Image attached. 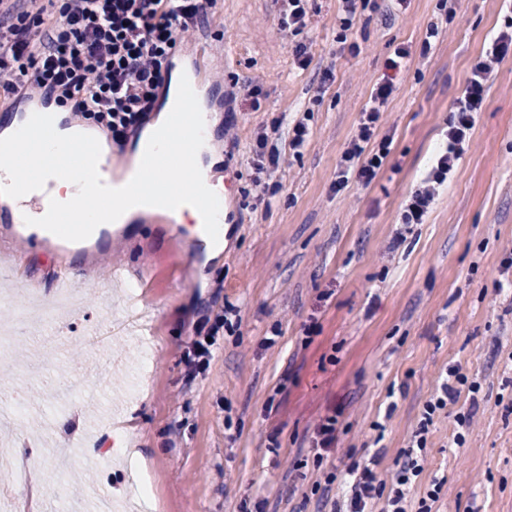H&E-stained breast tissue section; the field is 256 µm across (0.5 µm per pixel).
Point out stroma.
<instances>
[{
    "instance_id": "1",
    "label": "stroma",
    "mask_w": 512,
    "mask_h": 512,
    "mask_svg": "<svg viewBox=\"0 0 512 512\" xmlns=\"http://www.w3.org/2000/svg\"><path fill=\"white\" fill-rule=\"evenodd\" d=\"M338 0H314L305 39L313 61L293 62L276 0H222L209 19L222 34L224 88L235 123L214 129L224 148L213 169L235 206L221 252L190 247L169 224L101 227L59 255L0 231V309L26 303L19 283L42 296L65 270L78 291L39 332L17 325L0 349L7 387L43 391L31 363L53 374L52 397L27 403L20 423L0 424V444L28 446L43 508L98 512L138 498L149 476L154 512H317L312 489L335 466L374 464L392 481L441 373L457 366L480 385L461 390L428 427L427 460L410 487L418 512L433 480L445 493L431 512H512V56L489 82L463 155L424 223L402 230V200L423 177L470 70L512 17V0H376L350 39L336 42ZM440 36L428 53L429 24ZM411 55L384 114L389 161L370 187L335 192L337 164L396 46ZM333 79L322 82L323 70ZM259 108L244 96L253 85ZM324 93H317V86ZM309 114L301 155L282 151L269 203L250 164L257 129ZM141 295L139 324L106 343L88 338L124 317ZM240 309L220 331L206 369L187 378L195 327ZM273 346H266V339ZM477 424L456 445L459 414ZM336 413L339 443L317 462L315 425ZM69 450L92 482L62 487L53 461Z\"/></svg>"
}]
</instances>
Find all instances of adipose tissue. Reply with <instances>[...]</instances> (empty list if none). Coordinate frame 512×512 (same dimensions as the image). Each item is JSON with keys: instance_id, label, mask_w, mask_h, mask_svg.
I'll return each mask as SVG.
<instances>
[{"instance_id": "adipose-tissue-1", "label": "adipose tissue", "mask_w": 512, "mask_h": 512, "mask_svg": "<svg viewBox=\"0 0 512 512\" xmlns=\"http://www.w3.org/2000/svg\"><path fill=\"white\" fill-rule=\"evenodd\" d=\"M61 113H54L48 123L36 125L29 121L14 123L0 132V141L25 142L26 150L20 166L7 174L10 184L23 183L33 175H54L62 158L70 164L64 178L57 182L50 216L80 233L89 226L101 223L102 214L77 201L81 193V154L87 146L78 141L72 129L63 127ZM214 120L204 108H197L191 122L181 130H173L168 119H161L143 135L136 147L134 163L124 178L114 183H104L101 192L106 198L116 200L113 221L126 223L132 214L155 207L170 208L177 224L193 223L195 231L207 248L215 250L224 244V186L213 182L211 169L216 158L210 148ZM179 132L185 149L193 151L198 161L195 166L182 170L180 182L170 176L174 159L169 140L172 132ZM207 197L211 211L207 223H200L196 206L198 197Z\"/></svg>"}]
</instances>
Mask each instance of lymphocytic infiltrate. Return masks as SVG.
<instances>
[{"label":"lymphocytic infiltrate","mask_w":512,"mask_h":512,"mask_svg":"<svg viewBox=\"0 0 512 512\" xmlns=\"http://www.w3.org/2000/svg\"><path fill=\"white\" fill-rule=\"evenodd\" d=\"M217 2L48 0L42 8L35 0H0V92L14 94L25 84L35 83L55 94L58 105L110 134L113 143L124 144L149 121L158 90L169 78L170 56L215 11ZM308 2L280 0L279 6V26L292 38L294 62L301 69L312 62L310 45L303 38ZM511 54L512 20L472 67L443 142L400 210V223L424 222L472 141L489 79ZM396 89L390 77L373 89L370 104L341 153L337 189H344L352 178L371 184L386 164L392 139L377 137L376 131ZM464 386L473 393L480 389L457 367L439 377L392 484L378 480L373 468H352L353 481L342 502L344 512H366L375 500L381 501V512H407L406 491L424 470L428 427Z\"/></svg>","instance_id":"lymphocytic-infiltrate-1"}]
</instances>
